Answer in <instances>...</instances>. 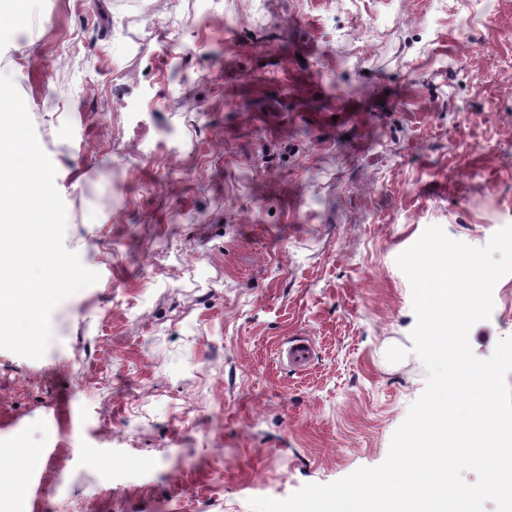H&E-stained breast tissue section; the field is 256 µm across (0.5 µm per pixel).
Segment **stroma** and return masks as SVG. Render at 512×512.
<instances>
[{
	"mask_svg": "<svg viewBox=\"0 0 512 512\" xmlns=\"http://www.w3.org/2000/svg\"><path fill=\"white\" fill-rule=\"evenodd\" d=\"M446 3L29 0L0 59L100 279L41 359L0 349L23 512H253L386 459L427 379L397 256L512 224V0Z\"/></svg>",
	"mask_w": 512,
	"mask_h": 512,
	"instance_id": "obj_1",
	"label": "stroma"
}]
</instances>
